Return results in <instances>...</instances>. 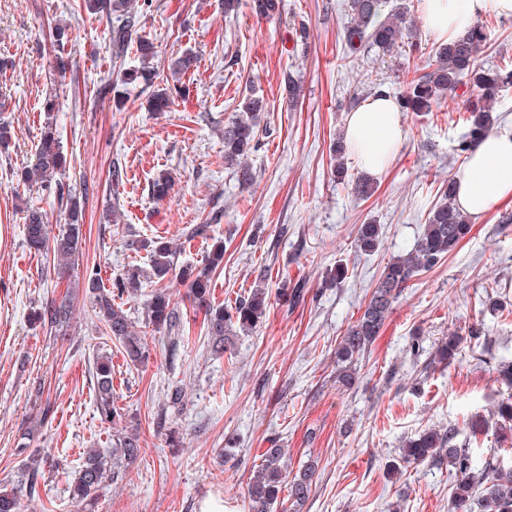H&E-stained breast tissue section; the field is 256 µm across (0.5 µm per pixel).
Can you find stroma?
Here are the masks:
<instances>
[{
  "instance_id": "1",
  "label": "stroma",
  "mask_w": 512,
  "mask_h": 512,
  "mask_svg": "<svg viewBox=\"0 0 512 512\" xmlns=\"http://www.w3.org/2000/svg\"><path fill=\"white\" fill-rule=\"evenodd\" d=\"M407 22L420 51L348 55L347 0H283L279 16L264 18L252 0L225 12L224 0H146L135 36L152 41L156 87H166L172 59L197 58L181 75L167 112L147 109L148 95L126 88L116 108L112 84L136 66L134 50L115 56L107 13L82 0H0V123L11 138L0 145V485L16 488L24 512H198L210 496L226 512H248L254 460L277 443L292 468L314 465L300 512H452L454 477L447 467L411 466L390 473L407 437L428 428H463L473 417L495 422L512 394L501 366L512 362V203L473 219L460 250L412 278L393 305L360 382H336V347L362 313L384 266L406 254L423 230L436 195L464 163L455 152L468 125L466 90L447 95L428 112H404L405 137L375 178L371 197L350 186L362 176L345 154L338 179L332 146L350 112L376 90L402 93L426 72L428 48L422 0H408ZM488 41L483 67L512 65V15H481ZM68 38L56 45V28ZM307 30L300 39L299 30ZM303 93L288 98L287 80ZM54 96L57 109L41 104ZM263 99L257 151L248 157L255 179L242 184L224 166V125L246 96ZM53 118L67 158L62 178L85 211V244L64 278L52 257L31 252L24 239L27 209L47 217L50 234L65 224L56 188L23 186L13 172L34 159L41 127ZM124 172L113 181V168ZM175 185L152 195L161 172ZM120 223H113V212ZM381 227L375 251L356 246L358 225ZM159 238L177 248L178 265H201L216 242L224 266L211 279V300L226 305L264 286L272 306L255 329L233 328L221 356L208 347L204 312L174 277L165 288L181 317V332L146 324V282L122 309L143 330L150 358L128 365L103 327L80 283L87 269L111 284L133 266L148 267L146 250L131 239ZM343 265L341 284L327 271ZM301 286L304 298L278 296ZM73 298L66 334L53 335L31 314L51 301ZM502 304L494 311L492 302ZM476 323L490 349L463 343L449 367L419 372L413 345L431 353L442 338L466 336ZM112 356L117 404L137 427L144 448L123 481L104 483L93 503L70 495L73 473L92 448L112 452L111 426L102 424L92 374L96 354ZM181 389L178 405L170 394ZM25 455H17L18 444ZM41 460L36 493L27 488L28 457Z\"/></svg>"
}]
</instances>
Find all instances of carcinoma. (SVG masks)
<instances>
[{"mask_svg":"<svg viewBox=\"0 0 512 512\" xmlns=\"http://www.w3.org/2000/svg\"><path fill=\"white\" fill-rule=\"evenodd\" d=\"M85 8L96 13L107 10L115 25L111 28V41L117 55L121 56L129 45L136 26L134 0H83ZM352 25L345 32L346 45L350 52L378 50L391 51L404 39L405 12L388 9L389 0H348ZM253 9L265 17L281 13L282 0H253ZM487 41L484 24L475 22L455 39L441 43L431 49L433 68L409 83L406 96L399 98L402 108L413 112H427L432 104L449 93L455 92L462 78H469L470 86L478 92L479 101L492 103L500 88L512 83V69L483 70L477 64L479 53ZM141 55L138 69L125 72L120 82L129 85L142 83L150 88L157 73L149 66L153 57L152 44L141 38L137 42ZM154 112H163L171 104L169 93L159 89L152 91L147 100ZM264 111L263 100L247 97L241 111L224 124V164L239 170L242 182L252 181V173L245 164V156L257 147L256 128L259 113ZM491 131L488 109L475 108L470 115L468 131L457 145V152L466 154L485 134ZM66 159L62 153L60 135L52 120L45 121L41 128L34 163L21 169L19 181L25 185L39 182L50 187L56 176L63 174ZM441 199L428 211L423 232L416 239L411 251L391 260L384 267L370 298L358 319L343 333L336 350V379L346 389H352L359 377L357 361L368 352L379 334L399 291L413 277L427 272L451 256L471 232V217L456 203L455 183L448 181L440 192ZM25 241L29 249L38 253H50L56 260L55 272L62 276L75 264L85 243L83 207L75 196H68L67 222L55 236H50L44 214L38 209L27 211ZM380 237V225L362 224L357 230L356 242L360 249L374 250ZM128 247L143 248L150 253V270L135 268L121 278L112 281V287L104 286L96 271L84 279L83 292L89 299L97 317L104 323L106 332L119 342L126 362L138 366L149 357L144 339L139 336L133 321L115 304L123 295L138 291L140 279L149 276L162 281L173 273L187 282L195 301L204 307L208 344L214 353L224 352V336L233 324L243 330H251L266 317L270 307L271 293L267 288H255L240 297L235 306L226 308L210 303V274L224 261V245L216 243L205 257L200 269L192 266L177 267L176 251L164 241H131ZM145 308L149 324L156 331L170 333L179 329L180 318L172 304L169 293L159 288L148 295ZM72 315L70 300L50 302L35 313V320L57 332L67 330ZM461 337L450 336L429 355L424 369L438 364L449 365L456 358ZM95 392L99 420L117 425L122 420L120 408L112 389V358L106 353L96 355ZM497 424L502 438L512 434V401L501 403L497 409ZM488 432V422L472 420L465 431L455 428L441 430L427 428L407 438L402 446L400 461L404 464L429 463L446 465L454 472V512H512V465L506 466L496 449L481 460H476L473 450L481 445ZM463 440H457L458 436ZM141 456L140 438L126 429L116 431L112 438V463H107L100 451L87 452L71 486L74 498L93 500L107 476L112 481L123 479L122 463H130ZM314 470L307 467L290 476L288 462L284 460V449L278 445L266 449L260 463L254 465V475L248 486L249 512H273L282 492L298 506L305 502L310 492ZM0 512H22L17 492L0 488Z\"/></svg>","mask_w":512,"mask_h":512,"instance_id":"obj_1","label":"carcinoma"}]
</instances>
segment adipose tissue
<instances>
[{"instance_id": "ef3b65f1", "label": "adipose tissue", "mask_w": 512, "mask_h": 512, "mask_svg": "<svg viewBox=\"0 0 512 512\" xmlns=\"http://www.w3.org/2000/svg\"><path fill=\"white\" fill-rule=\"evenodd\" d=\"M422 8L429 30L448 40L486 11L512 14V0H422ZM403 138V117L389 94H375L349 116L346 139L372 175L385 172ZM455 181L459 207L474 217L512 199V121L472 148Z\"/></svg>"}]
</instances>
